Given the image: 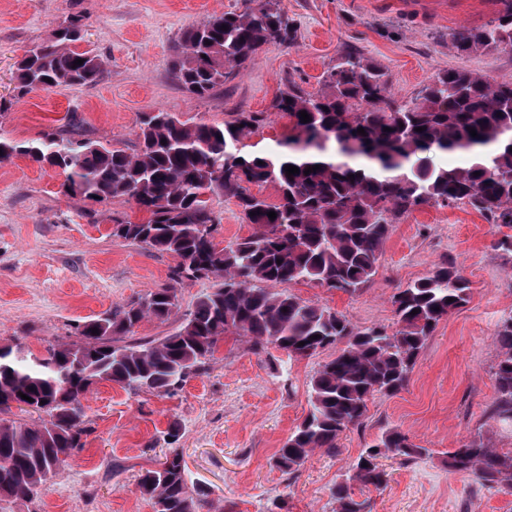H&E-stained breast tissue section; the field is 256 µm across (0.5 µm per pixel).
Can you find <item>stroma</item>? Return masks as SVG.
<instances>
[{
    "label": "stroma",
    "instance_id": "stroma-1",
    "mask_svg": "<svg viewBox=\"0 0 512 512\" xmlns=\"http://www.w3.org/2000/svg\"><path fill=\"white\" fill-rule=\"evenodd\" d=\"M293 21L292 46L270 45L253 64L199 98L172 74L183 31L208 16L243 10L244 0H0V100L8 111L0 135L14 140L75 130L130 149L144 115L165 111L191 123L220 124L233 112H264L249 138L261 148L288 132L271 112L288 83L321 88L339 54L355 50L381 65L395 98L415 95L442 69L465 67L496 80L512 78V50L457 55L449 33L478 27L498 0H278ZM74 14L85 16L86 47L104 60L92 86L19 95L16 67L25 51L46 41ZM59 170L17 158L0 165V345L35 354L74 339V324L176 285L181 308L209 288L208 280L173 283L175 258L114 237L116 223L148 220L134 202L96 203L63 193ZM217 246L252 233L234 200L216 197ZM503 228L458 204L424 207L392 228L377 273L350 296L305 282L290 290L345 315L359 327L395 330L391 297L426 276L441 257L453 259L471 288L469 302L439 324L420 353L408 385L368 402L361 426L345 431L336 453L316 452L293 476L273 456L307 412L308 382L335 351L288 358L276 349L254 355L225 337L205 373L174 395L134 393L102 382L85 395L83 445L67 457L34 501L0 502V512H154L137 489L141 472L166 450V432L181 426L177 443L190 482L207 486L212 512H332V491L361 451L384 430L399 427L429 454L414 461L382 459L384 489L368 494L371 512H512V491L488 488L448 471L449 450L482 437L512 450V426L494 420L492 371L501 319L512 314V263L495 247Z\"/></svg>",
    "mask_w": 512,
    "mask_h": 512
}]
</instances>
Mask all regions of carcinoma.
<instances>
[{
  "label": "carcinoma",
  "mask_w": 512,
  "mask_h": 512,
  "mask_svg": "<svg viewBox=\"0 0 512 512\" xmlns=\"http://www.w3.org/2000/svg\"><path fill=\"white\" fill-rule=\"evenodd\" d=\"M500 2L498 17L452 34L458 55L512 49V0ZM253 3L184 31L174 77L186 91L202 97L252 64L264 47L293 43L294 27L273 0ZM83 20L70 17L48 41L26 51L16 68L21 93L99 79L103 60L77 46ZM78 59L83 64L76 66ZM321 84L315 94L290 84L275 97L271 110L289 122L288 136L275 149L246 148L244 140L267 116L245 110L222 124L182 122L158 112L143 121L130 152L64 130L29 142L0 136L1 161L22 156L61 169L63 193L100 202L124 197L150 212L146 223L115 224L112 235L176 258L178 280L212 281L182 314L178 329L158 339L135 340L134 328L146 318L164 322L179 314L177 291L169 286L77 324L76 340L50 346L42 356L0 346L1 501L36 499L65 457L82 447L81 397L99 382L170 394L208 369L228 334L255 354L275 348L290 358H310L336 348L310 379L308 413L274 455V466L287 475L317 450L336 451L339 436L361 425L375 394H393L407 384L439 322L469 300L468 283L452 261L442 258L429 275L397 289L392 334L357 327L302 300L288 285L305 281L351 295L362 291L393 225L420 207L464 203L512 229V80L448 69L417 96L397 100L381 67L347 51L324 71ZM302 111L309 122H301ZM445 153H464L468 161L436 162ZM289 165L299 173L287 176ZM316 165L319 170L304 174ZM268 183L278 188L275 203L250 192V186ZM214 196L235 200L254 232L217 247ZM414 309L419 313L412 314ZM496 340L500 353L492 376L498 397L491 416L512 423V315L501 321ZM13 407L41 418L27 423L6 417ZM427 454L400 429L387 430L334 487V512H371L369 499L355 498L351 485L383 487L387 473L379 458ZM446 464L449 472L469 474L482 486L512 489V451L472 440L448 452ZM137 489L153 501L155 512L211 506L205 486L188 484L176 448L141 475Z\"/></svg>",
  "instance_id": "carcinoma-1"
}]
</instances>
